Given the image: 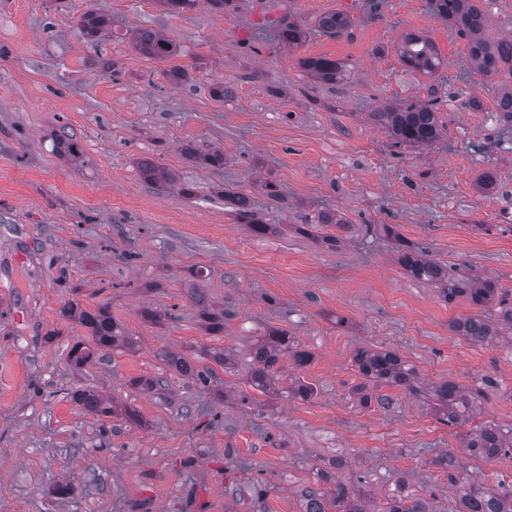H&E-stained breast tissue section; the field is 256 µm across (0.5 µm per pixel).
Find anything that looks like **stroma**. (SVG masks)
<instances>
[{
    "mask_svg": "<svg viewBox=\"0 0 512 512\" xmlns=\"http://www.w3.org/2000/svg\"><path fill=\"white\" fill-rule=\"evenodd\" d=\"M381 3L369 13L360 0H233L216 12L202 0L171 13L158 0H0V512H132L135 502L142 512H301L323 471L361 478L380 504L402 483L431 512H454L458 486L435 463L447 452L470 479L512 487V459L463 446L467 430L512 425V346L453 332L474 306L446 302L397 261L400 246L419 248L496 279L512 298V128L497 120L492 81L466 40L429 0ZM90 6L112 18L98 42L78 33ZM342 11L354 21L348 33L316 31L319 16ZM280 22L307 30L302 46L276 40ZM137 27L179 43L185 84H169L164 63L133 49ZM409 32L435 44L436 74L401 61ZM322 55L343 62V79L309 78L300 59ZM216 82L232 97L214 100ZM432 94L443 128L430 148H395L369 118ZM472 96L479 107H468ZM62 126L83 165L54 153ZM188 142L223 151V166L187 158ZM140 157L193 196L146 184ZM488 170L496 185L483 191ZM226 189L252 196L276 233L240 224ZM325 211L342 223H320ZM196 288L223 313V332L203 329ZM71 300L107 306L126 345L72 366L68 352L87 332L61 316ZM147 307L164 313L161 324L142 318ZM277 328L312 355L302 368L280 359L279 384L303 379L310 400H270L247 383L250 347ZM361 347L397 352L420 383L481 391L479 414L448 426L385 384L369 391L386 404L362 406L351 363ZM212 348L235 363L215 367L206 386L161 358L181 353L202 368ZM154 377L166 379L162 393L132 385ZM78 389L139 418L86 413L71 399ZM64 484L71 494H59Z\"/></svg>",
    "mask_w": 512,
    "mask_h": 512,
    "instance_id": "obj_1",
    "label": "stroma"
}]
</instances>
